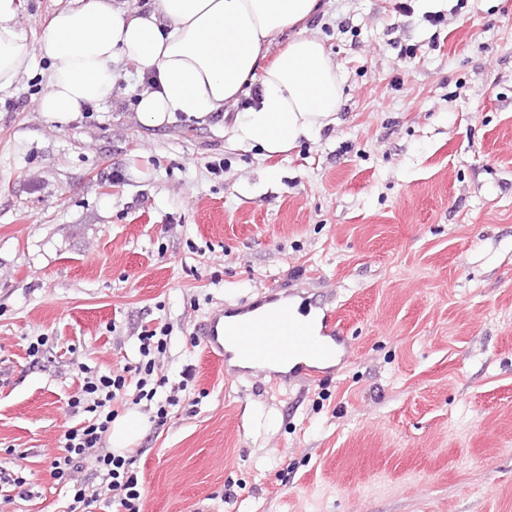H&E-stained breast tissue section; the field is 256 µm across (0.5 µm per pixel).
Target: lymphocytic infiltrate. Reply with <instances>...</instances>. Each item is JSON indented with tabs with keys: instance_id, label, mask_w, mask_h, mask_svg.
Instances as JSON below:
<instances>
[{
	"instance_id": "obj_1",
	"label": "lymphocytic infiltrate",
	"mask_w": 512,
	"mask_h": 512,
	"mask_svg": "<svg viewBox=\"0 0 512 512\" xmlns=\"http://www.w3.org/2000/svg\"><path fill=\"white\" fill-rule=\"evenodd\" d=\"M166 348V336L153 330L142 333L139 352L143 361L135 369L136 384H129L127 375L122 373L84 376L81 391L71 398L69 407L72 413H84L85 419L64 432L60 438L64 452L50 465L51 477L69 493L63 512H87L97 502L116 512H143L135 459L114 453L108 448L106 437L116 416L114 405L119 401L156 403L153 420L159 426L166 423L170 408L177 406L179 399L169 396L164 402H156L158 389L150 384ZM131 385L136 393L130 398L126 392Z\"/></svg>"
}]
</instances>
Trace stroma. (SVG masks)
Returning a JSON list of instances; mask_svg holds the SVG:
<instances>
[{
	"instance_id": "stroma-1",
	"label": "stroma",
	"mask_w": 512,
	"mask_h": 512,
	"mask_svg": "<svg viewBox=\"0 0 512 512\" xmlns=\"http://www.w3.org/2000/svg\"><path fill=\"white\" fill-rule=\"evenodd\" d=\"M0 91V469L61 512L49 472L80 366L140 360L165 327V425L136 406L145 512H512V0H322L335 123L287 153L236 145L224 111L142 123L148 75L41 112L43 30ZM298 290L339 312L348 359L318 385L225 373L195 334L217 307ZM48 343L37 356L29 346Z\"/></svg>"
}]
</instances>
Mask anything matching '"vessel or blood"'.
<instances>
[{"instance_id":"b4317fda","label":"vessel or blood","mask_w":512,"mask_h":512,"mask_svg":"<svg viewBox=\"0 0 512 512\" xmlns=\"http://www.w3.org/2000/svg\"><path fill=\"white\" fill-rule=\"evenodd\" d=\"M212 358L237 360L250 369L277 368L283 384L316 383L334 371L350 345L336 311L316 302L295 307L289 296L271 294L240 306H225L199 328Z\"/></svg>"}]
</instances>
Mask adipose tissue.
Returning <instances> with one entry per match:
<instances>
[{
    "instance_id": "1",
    "label": "adipose tissue",
    "mask_w": 512,
    "mask_h": 512,
    "mask_svg": "<svg viewBox=\"0 0 512 512\" xmlns=\"http://www.w3.org/2000/svg\"><path fill=\"white\" fill-rule=\"evenodd\" d=\"M319 8L320 0H152L129 10L113 0H72L43 34L49 90L40 109L63 121L110 100L112 62L123 57L152 76L137 111L154 126L180 112L220 111L259 83L257 106L235 118L233 139L269 156L284 153L334 123L340 104V79L319 38L298 34L263 62L286 28L306 25ZM15 17V0H0V89L32 64Z\"/></svg>"
}]
</instances>
